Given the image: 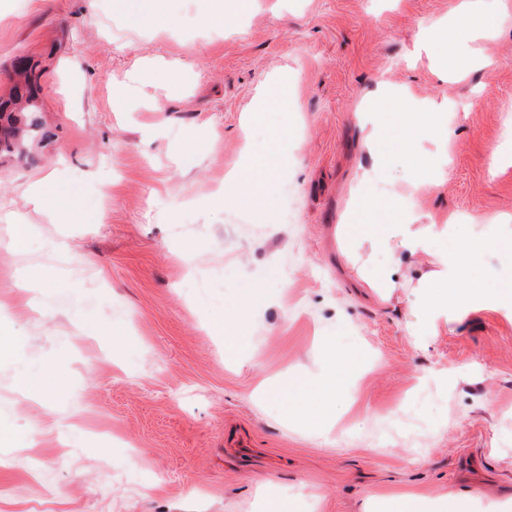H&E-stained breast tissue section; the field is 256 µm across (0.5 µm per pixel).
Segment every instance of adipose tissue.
I'll list each match as a JSON object with an SVG mask.
<instances>
[{"label":"adipose tissue","mask_w":512,"mask_h":512,"mask_svg":"<svg viewBox=\"0 0 512 512\" xmlns=\"http://www.w3.org/2000/svg\"><path fill=\"white\" fill-rule=\"evenodd\" d=\"M494 23L484 12L463 8L460 18L450 19L436 26L424 28L420 43L421 51L438 67L451 72L464 73L482 67V60L471 51L461 48L449 49L450 40H464L492 29ZM281 157L277 149L262 147L247 154L237 170L224 178V199L242 207L261 209L270 201L272 186L279 175ZM386 207L398 211L395 224L370 223L372 209ZM353 224L349 230V245L360 241H371L376 248L384 250L391 238H401L409 253L425 250L429 239L436 235V225L418 226L417 219L406 212L401 200L385 199L377 194L371 175H363L359 191L352 207ZM489 250L512 252V237L466 238L452 256L438 259L442 267L441 283H434L432 275H424V285L430 286L431 296L426 308L430 317H438L445 310L490 303L492 297L477 285L463 281L466 265L477 262ZM348 369L347 364H328L321 379L305 374L289 373L262 386L264 399L280 403L287 414L308 420L336 403V382ZM377 512H466L463 501L433 502L412 490H401L379 499Z\"/></svg>","instance_id":"obj_1"}]
</instances>
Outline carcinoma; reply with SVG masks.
<instances>
[{
    "instance_id": "cac0c4a2",
    "label": "carcinoma",
    "mask_w": 512,
    "mask_h": 512,
    "mask_svg": "<svg viewBox=\"0 0 512 512\" xmlns=\"http://www.w3.org/2000/svg\"><path fill=\"white\" fill-rule=\"evenodd\" d=\"M37 87L29 75H24L23 84L16 88L12 105L19 108L24 117L8 111L9 104H0V153L23 156L27 143L38 136L41 122L37 116L34 100Z\"/></svg>"
}]
</instances>
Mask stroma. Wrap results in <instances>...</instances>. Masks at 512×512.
Segmentation results:
<instances>
[{
    "mask_svg": "<svg viewBox=\"0 0 512 512\" xmlns=\"http://www.w3.org/2000/svg\"><path fill=\"white\" fill-rule=\"evenodd\" d=\"M460 4L257 0L207 27L206 0H167L176 25L136 29L147 0H12L0 99L27 60L44 138L29 160L0 159V512H265L270 492L371 512L405 489L512 512V319L480 306L420 330L419 281L458 234H512L497 221L512 215V165L490 168L512 104V0L482 2L495 27L468 47L487 67L443 79L415 53L420 25ZM275 78L293 89L289 111L259 107ZM384 87L392 136L417 104L451 108L436 121L452 132L444 173L423 177L401 153L380 174L420 223L466 219L411 256L397 238L345 251L375 167L363 114ZM122 88L142 109H113ZM283 132L267 209L217 200L246 144ZM43 180L73 223L31 202ZM18 218L36 227L22 254ZM392 253L394 287H369ZM465 275L500 289L512 255L486 252ZM256 287L266 301L244 307ZM330 348L355 358L334 412L315 428L285 421L259 387L318 375ZM24 370L66 383L34 407L12 392Z\"/></svg>",
    "mask_w": 512,
    "mask_h": 512,
    "instance_id": "35a3bbf8",
    "label": "stroma"
}]
</instances>
